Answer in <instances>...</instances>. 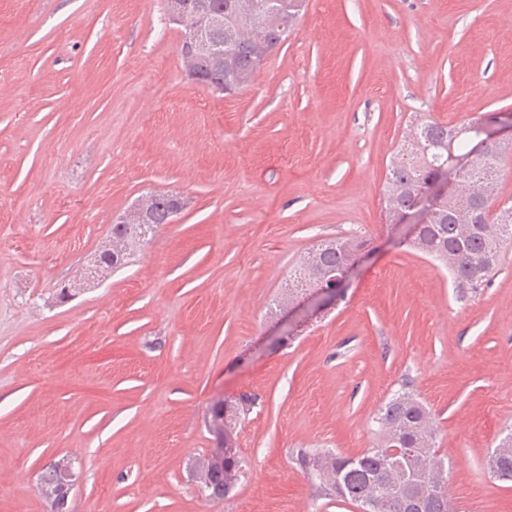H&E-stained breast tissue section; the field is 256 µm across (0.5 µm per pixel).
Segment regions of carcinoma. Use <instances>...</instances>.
Masks as SVG:
<instances>
[{
    "instance_id": "cac0c4a2",
    "label": "carcinoma",
    "mask_w": 512,
    "mask_h": 512,
    "mask_svg": "<svg viewBox=\"0 0 512 512\" xmlns=\"http://www.w3.org/2000/svg\"><path fill=\"white\" fill-rule=\"evenodd\" d=\"M304 0H192V7L224 13V32L215 38L224 41V80L229 88L252 82L259 69L263 45L285 40L303 8ZM417 133L403 141L388 169L385 199L386 223L413 211L418 190L434 182L441 169L448 167L453 154L461 190L441 197L433 195L423 207L420 232L413 247L437 260L448 270L456 288H478L496 270L504 242H512V199L502 204L479 195L482 184L498 182L501 155L509 144L489 142L480 154L474 153L477 124L459 126L425 120L413 124ZM144 223L114 224L109 249H100L98 267L116 271L128 265L146 236L153 234L172 217L171 195L150 192L145 195ZM365 243L344 239L327 240L312 249L290 272L281 299L291 300L298 293L316 288L323 269L353 258ZM250 397L242 398L235 415L224 417V403L214 401L205 420L215 442L206 459L197 463L192 477L203 493L221 484L235 489L241 479V461L223 465L224 441H235L241 415L250 409ZM377 424V444L355 456L334 452L311 454L303 449L297 457L304 470L315 475L314 484L326 495L359 507L378 504L377 512H401L399 488L414 477L410 490L423 494L422 512H457L448 497L447 470L432 451L437 435L429 408L410 392L390 398L373 418ZM488 466L500 480L512 481V453L491 455ZM55 476L42 481L40 493L59 512L68 497L73 472L71 462L52 465Z\"/></svg>"
}]
</instances>
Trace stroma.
<instances>
[{
    "label": "stroma",
    "instance_id": "stroma-1",
    "mask_svg": "<svg viewBox=\"0 0 512 512\" xmlns=\"http://www.w3.org/2000/svg\"><path fill=\"white\" fill-rule=\"evenodd\" d=\"M165 0H0V512H359L298 450L357 455L400 389L428 405L459 512H512L487 461L512 431V245L477 290L385 221L414 118L512 113V0H306L251 86L190 84ZM190 205L136 261L74 298L115 217ZM370 252L341 300L278 307L320 241ZM256 398L243 477L190 473L213 401ZM52 470L55 472L56 477L43 479L40 493L44 499L53 505L54 511L59 512V507L64 505L68 497L74 473L72 472L71 462L65 461V459L55 462L52 465Z\"/></svg>",
    "mask_w": 512,
    "mask_h": 512
}]
</instances>
